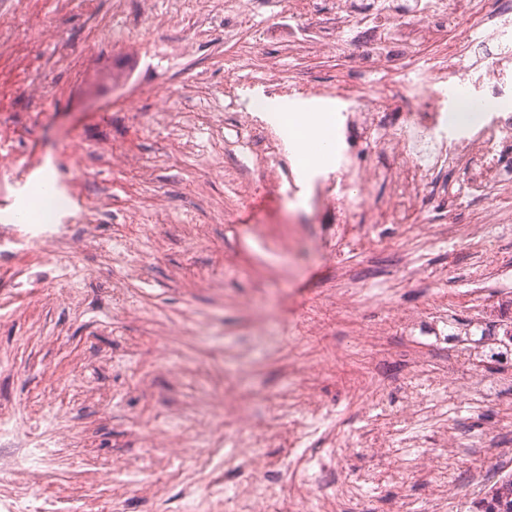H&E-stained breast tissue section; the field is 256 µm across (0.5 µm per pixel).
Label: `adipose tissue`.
Instances as JSON below:
<instances>
[{"label":"adipose tissue","mask_w":512,"mask_h":512,"mask_svg":"<svg viewBox=\"0 0 512 512\" xmlns=\"http://www.w3.org/2000/svg\"><path fill=\"white\" fill-rule=\"evenodd\" d=\"M267 111L278 113L288 130L299 164L315 170L328 165L339 147L336 121L328 112L300 111L277 101L268 102Z\"/></svg>","instance_id":"ef3b65f1"}]
</instances>
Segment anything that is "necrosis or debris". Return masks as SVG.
<instances>
[{"instance_id": "obj_1", "label": "necrosis or debris", "mask_w": 512, "mask_h": 512, "mask_svg": "<svg viewBox=\"0 0 512 512\" xmlns=\"http://www.w3.org/2000/svg\"><path fill=\"white\" fill-rule=\"evenodd\" d=\"M510 22L512 0H467L461 12L449 9L447 0H337L335 12L316 23L320 39L340 49L349 32L357 31L359 65L381 67L380 78L368 85L353 83L343 74L315 90L297 79L288 82L294 93L311 91L320 98L350 102L347 129L357 134L361 145L385 155L388 165L382 173L390 180V204L378 214V223L406 224L423 206L447 198L448 186L439 175L451 168L463 169L472 190L512 182V159L503 152L512 144V111L478 112L473 119L460 120L442 111L438 94L417 90L430 72L447 85L449 96L466 93L464 61L477 67L488 60L492 66L484 74L486 86L490 97H498L512 80V33L506 29ZM391 103L399 104V111L386 113ZM367 177L346 152L326 180L339 203L342 223L352 221V185ZM28 230L23 236L15 225L1 224L0 246L22 242L33 250L68 245L56 225L32 224ZM471 325L496 342L499 355L512 357L511 295L479 307ZM268 440L267 433L248 429L233 460L234 466H247L251 475L249 486L232 496L235 512H270L277 501V487L267 480L259 460L258 450ZM496 454L504 470L494 476L483 470L470 473L464 483L449 488V501L468 496L479 503L511 481L512 448L497 449ZM283 480L297 491H316L318 503H331L330 512H346L343 499L312 465L293 462Z\"/></svg>"}]
</instances>
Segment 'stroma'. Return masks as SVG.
<instances>
[{
  "label": "stroma",
  "mask_w": 512,
  "mask_h": 512,
  "mask_svg": "<svg viewBox=\"0 0 512 512\" xmlns=\"http://www.w3.org/2000/svg\"><path fill=\"white\" fill-rule=\"evenodd\" d=\"M18 7L37 50L22 61L0 45V199L64 176L104 204L93 241L75 226L71 249L0 254V418L63 438L32 496L67 512H209L211 475L248 482L229 463L257 422L273 435L260 451L270 477L300 453L341 467L349 512H432L472 470L499 472L512 391L496 381L512 366L463 364L467 393H438L447 354L391 310L465 322L512 292V223L494 208L512 186L405 227L357 225L369 249L337 246L318 195L335 165L289 173L268 149L273 113L254 107L269 77L329 81L351 56L290 51L282 0H0V26ZM236 10L252 24L248 55L224 26ZM237 71L248 78L231 99ZM464 224L484 239L469 244ZM32 264L51 277L19 292ZM346 290L360 297L344 310Z\"/></svg>",
  "instance_id": "obj_1"
}]
</instances>
